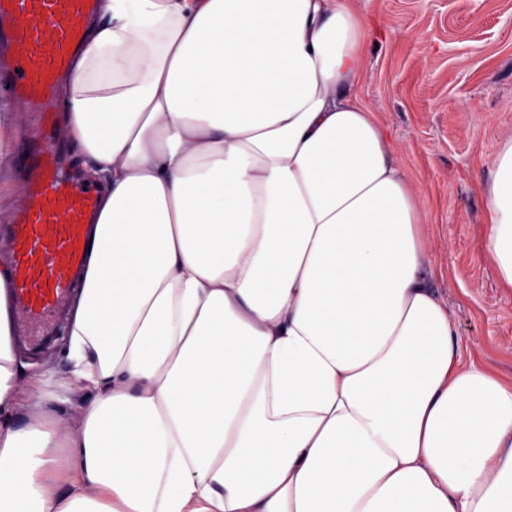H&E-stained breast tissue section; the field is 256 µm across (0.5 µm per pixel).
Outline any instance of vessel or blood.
<instances>
[{
    "instance_id": "obj_1",
    "label": "vessel or blood",
    "mask_w": 512,
    "mask_h": 512,
    "mask_svg": "<svg viewBox=\"0 0 512 512\" xmlns=\"http://www.w3.org/2000/svg\"><path fill=\"white\" fill-rule=\"evenodd\" d=\"M96 0H0V49L12 65L0 91L53 111L52 92L83 40ZM21 164L29 174L28 204L8 225L15 276L12 295L21 327L52 319L81 267L83 229L96 191L64 178L51 126L28 134Z\"/></svg>"
}]
</instances>
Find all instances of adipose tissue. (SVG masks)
<instances>
[{"mask_svg": "<svg viewBox=\"0 0 512 512\" xmlns=\"http://www.w3.org/2000/svg\"><path fill=\"white\" fill-rule=\"evenodd\" d=\"M348 0H98L56 86L97 187L31 399L0 256V512H512V385L477 368L357 94ZM488 251L512 287V142ZM38 342L39 341H35L34 344L37 346ZM36 346H33L30 349H27L23 346H19V347L17 346L18 347L17 349L20 351V353L18 355L19 358H22L27 361H33L32 359H30L27 356V354H30V355L40 357L39 359H37L39 361V364L45 363V359H49L50 360L49 366H63L62 353H63L64 345L60 341H57L53 346L47 347L42 350H36ZM59 391H64L59 389ZM65 395L69 398L68 403H54L64 420L71 426H75L78 420V410L77 405L81 402V400L86 396V392L75 387L71 386L70 389L64 391Z\"/></svg>", "mask_w": 512, "mask_h": 512, "instance_id": "adipose-tissue-1", "label": "adipose tissue"}]
</instances>
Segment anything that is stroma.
Here are the masks:
<instances>
[{
  "mask_svg": "<svg viewBox=\"0 0 512 512\" xmlns=\"http://www.w3.org/2000/svg\"><path fill=\"white\" fill-rule=\"evenodd\" d=\"M360 97L424 207L430 286L474 363L512 384V288L488 257V193L512 141V0H350Z\"/></svg>",
  "mask_w": 512,
  "mask_h": 512,
  "instance_id": "stroma-1",
  "label": "stroma"
}]
</instances>
